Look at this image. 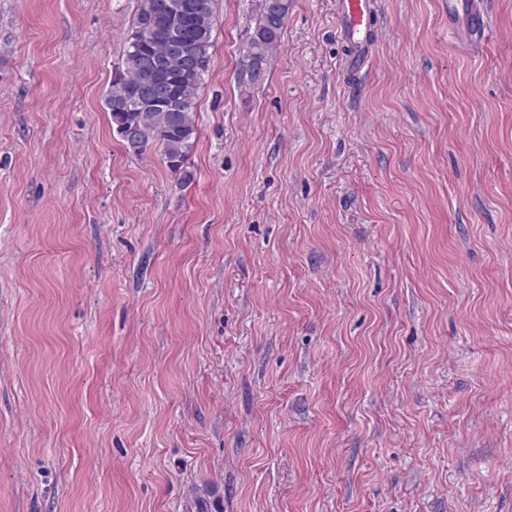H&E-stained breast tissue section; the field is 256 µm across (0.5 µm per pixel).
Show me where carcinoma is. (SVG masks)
Segmentation results:
<instances>
[{"label":"carcinoma","mask_w":512,"mask_h":512,"mask_svg":"<svg viewBox=\"0 0 512 512\" xmlns=\"http://www.w3.org/2000/svg\"><path fill=\"white\" fill-rule=\"evenodd\" d=\"M180 2L182 0H137L133 31L127 39L125 71L115 74L105 98L117 134H122L123 128L132 124L140 129L144 148L137 149L134 144L128 143V150L140 155L145 148L156 145L162 149L173 172L181 169L197 137L196 96L211 60L215 0H197L198 12L189 20V30L193 36L204 38L197 49L196 67L185 69L181 54L167 52L164 79L172 89L176 111L150 107L138 101L136 93L148 75L138 66L136 59L157 51L153 36L154 22L175 15ZM279 2L278 13L267 12L265 3H260L258 24L243 50V66L264 64L278 44L293 0Z\"/></svg>","instance_id":"carcinoma-1"}]
</instances>
